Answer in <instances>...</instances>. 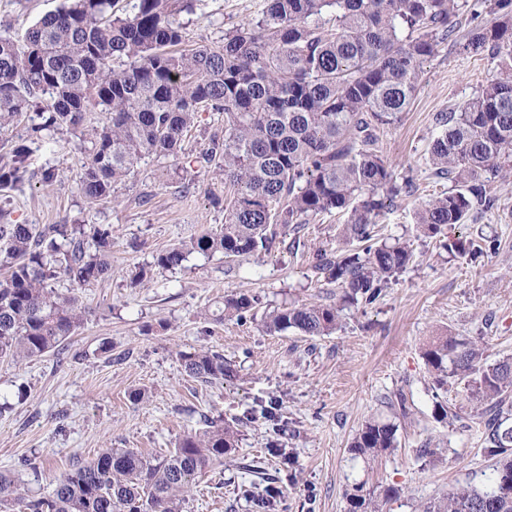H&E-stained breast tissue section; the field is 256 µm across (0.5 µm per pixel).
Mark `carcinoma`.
<instances>
[{"label": "carcinoma", "mask_w": 512, "mask_h": 512, "mask_svg": "<svg viewBox=\"0 0 512 512\" xmlns=\"http://www.w3.org/2000/svg\"><path fill=\"white\" fill-rule=\"evenodd\" d=\"M193 0H70L26 28L0 34V128L34 110L27 127L42 142L59 130L81 131L88 113L104 114L84 138V197L106 202L115 184L150 156L178 158L202 112L224 113V131L209 134L197 162L224 176L232 195L224 225L169 248L139 267L135 287L154 271L182 266L193 253L232 260L272 250L278 230L299 234L332 211L347 216L342 243L315 254L314 268L342 289L346 305L375 304L391 279L413 262L408 240L375 239L387 202L412 191L394 179L379 149L385 127L408 111L421 83V63L448 44L488 55L500 77L435 117L428 160L453 186L416 214L417 230L440 239L454 256L472 241L444 236L496 204L493 179L512 176V0H267L262 17L224 34V43L183 49L178 15ZM474 26L460 33L459 17ZM29 148L15 144L0 167V191L21 185ZM0 358L23 362L53 352L83 324L87 309L54 283L90 288L112 270V230L105 224H18L0 221ZM260 304L256 295L224 297L207 314L238 320ZM340 308L299 304L265 313L269 333L295 329L327 336ZM203 383L234 377L217 350L179 353ZM422 358L437 386L465 382L474 402L470 428L493 459L481 485L460 486L423 512H512V357L487 362L480 340L434 337ZM237 445L231 426L183 435L168 455L150 459L134 448H103L62 476L47 498L23 494L0 474V504L19 512H183L195 478ZM396 447V425L369 421L351 445L358 456ZM356 483L349 512H386L396 498Z\"/></svg>", "instance_id": "cac0c4a2"}]
</instances>
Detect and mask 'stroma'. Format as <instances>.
<instances>
[{
  "label": "stroma",
  "instance_id": "1",
  "mask_svg": "<svg viewBox=\"0 0 512 512\" xmlns=\"http://www.w3.org/2000/svg\"><path fill=\"white\" fill-rule=\"evenodd\" d=\"M63 2L0 0V32L19 36ZM265 8L266 0H196L179 21L187 44L217 47L226 31L257 20ZM421 70L408 112L381 141L396 177L410 176L413 191L393 198L378 220L383 237L413 239L415 260L375 305L345 309L328 336L270 334L256 317L215 322L205 313L230 292L259 294L266 309L336 303L339 288L312 266L314 252L337 245L342 221L333 214L301 234L280 235L271 252L231 264L219 254H194L144 287L131 284L135 269L156 254L223 224L224 211L212 200L226 194L224 181L195 161L205 131L223 125V117L202 113L178 158L146 160L102 204L80 190V135L60 132L52 143L30 144L31 177L0 195V207L21 224L111 225L112 273L81 290L89 313L68 341L69 357L0 360V472L29 495L47 496L75 460L104 448L156 457L210 416L235 422L237 446L196 478L185 512H265L258 500L265 472L281 490L275 512H348L345 493L358 482L395 488L389 512H418L454 487L481 483L492 459L462 424L473 404L463 385L436 386L422 346L449 330L483 338L490 360L512 356V180L496 181L492 210L455 229L467 241L497 238L492 254L448 255L437 239L417 236L415 211L451 186L428 163L436 113L471 97L497 67L444 44ZM47 168L57 174L50 183L41 179ZM207 349L223 351L234 378L209 385L188 376L180 352ZM137 388L147 396L136 404L129 394ZM400 392L403 414L390 405ZM272 402L280 408L276 423L261 413ZM440 404L458 421L439 420ZM370 420L396 424L397 446L367 460L350 444ZM425 446L433 455L419 456ZM24 458L39 463V476L20 470Z\"/></svg>",
  "mask_w": 512,
  "mask_h": 512
}]
</instances>
